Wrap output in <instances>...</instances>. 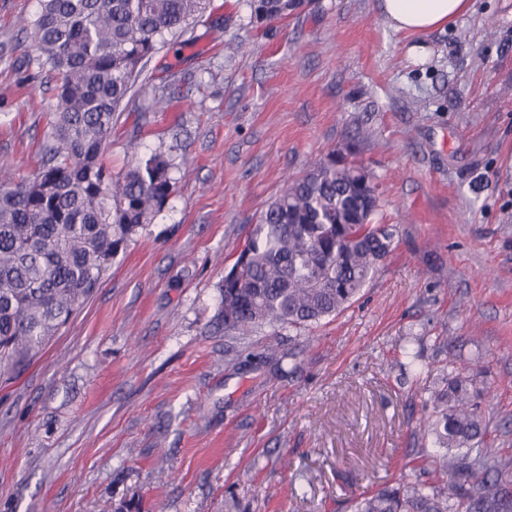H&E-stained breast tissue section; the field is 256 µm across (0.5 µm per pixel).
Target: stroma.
Masks as SVG:
<instances>
[{"label":"stroma","instance_id":"35a3bbf8","mask_svg":"<svg viewBox=\"0 0 512 512\" xmlns=\"http://www.w3.org/2000/svg\"><path fill=\"white\" fill-rule=\"evenodd\" d=\"M38 10L0 0V159L25 176L55 100L22 27ZM355 132L395 251L335 318L215 331L262 210ZM156 151L176 165L163 211L42 357L0 377V512H349L352 494L413 481L452 361L512 453V0L420 35L379 0L269 24L208 0L149 59L103 162Z\"/></svg>","mask_w":512,"mask_h":512}]
</instances>
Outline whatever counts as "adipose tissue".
Instances as JSON below:
<instances>
[{
  "label": "adipose tissue",
  "mask_w": 512,
  "mask_h": 512,
  "mask_svg": "<svg viewBox=\"0 0 512 512\" xmlns=\"http://www.w3.org/2000/svg\"><path fill=\"white\" fill-rule=\"evenodd\" d=\"M381 13L395 30L421 34L453 25L476 10V0H379Z\"/></svg>",
  "instance_id": "1"
}]
</instances>
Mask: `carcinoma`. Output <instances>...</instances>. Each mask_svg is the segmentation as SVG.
<instances>
[{
	"label": "carcinoma",
	"instance_id": "carcinoma-1",
	"mask_svg": "<svg viewBox=\"0 0 512 512\" xmlns=\"http://www.w3.org/2000/svg\"><path fill=\"white\" fill-rule=\"evenodd\" d=\"M311 0H248L251 17L299 14ZM207 0H41L39 64L56 78L38 169L15 179L0 161V375L39 357L112 261L168 203L174 163L162 152L114 175L102 161L118 112L149 57L186 32ZM378 185L352 140L314 161L262 211L222 279L215 326L227 337L305 327L346 309L395 250L373 223ZM483 392L467 364L431 395L421 425L438 451L411 483L352 496L351 512H512V455L488 445Z\"/></svg>",
	"mask_w": 512,
	"mask_h": 512
}]
</instances>
